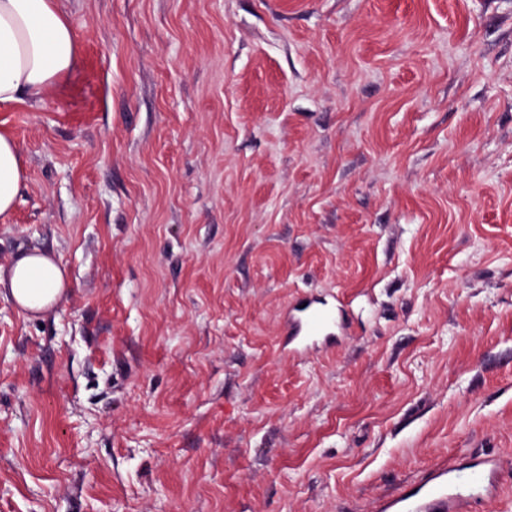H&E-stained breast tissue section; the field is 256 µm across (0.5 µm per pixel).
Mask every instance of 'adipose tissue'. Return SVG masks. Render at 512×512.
Returning a JSON list of instances; mask_svg holds the SVG:
<instances>
[{"mask_svg":"<svg viewBox=\"0 0 512 512\" xmlns=\"http://www.w3.org/2000/svg\"><path fill=\"white\" fill-rule=\"evenodd\" d=\"M77 62L76 39L56 0H0V106L39 101ZM25 169L18 145L0 132V217L10 214ZM67 287L62 266L38 252L17 257L8 289L25 312H49Z\"/></svg>","mask_w":512,"mask_h":512,"instance_id":"adipose-tissue-1","label":"adipose tissue"}]
</instances>
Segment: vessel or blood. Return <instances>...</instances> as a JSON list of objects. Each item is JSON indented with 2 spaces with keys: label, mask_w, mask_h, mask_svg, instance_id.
<instances>
[{
  "label": "vessel or blood",
  "mask_w": 512,
  "mask_h": 512,
  "mask_svg": "<svg viewBox=\"0 0 512 512\" xmlns=\"http://www.w3.org/2000/svg\"><path fill=\"white\" fill-rule=\"evenodd\" d=\"M284 327L297 341L288 355L298 358L307 351L309 341L346 330L348 321L335 306L307 299L288 309ZM498 471L497 460L490 456L477 458L466 468H434L419 485L386 497L378 512H473L484 477H497Z\"/></svg>",
  "instance_id": "obj_1"
}]
</instances>
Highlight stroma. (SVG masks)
Listing matches in <instances>:
<instances>
[{
  "instance_id": "stroma-1",
  "label": "stroma",
  "mask_w": 512,
  "mask_h": 512,
  "mask_svg": "<svg viewBox=\"0 0 512 512\" xmlns=\"http://www.w3.org/2000/svg\"><path fill=\"white\" fill-rule=\"evenodd\" d=\"M75 70L0 107V512H376L500 464L512 512V0H58ZM346 303L294 360L282 312ZM25 177L16 141L9 133L0 132V217L12 212ZM67 288L62 266L44 253L17 257L10 268L8 289L14 302L25 312L48 313Z\"/></svg>"
}]
</instances>
